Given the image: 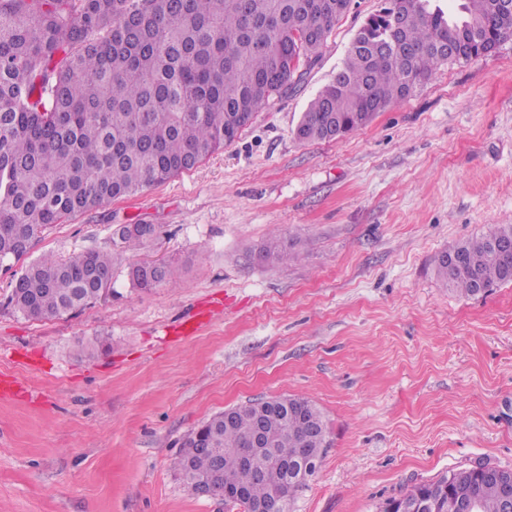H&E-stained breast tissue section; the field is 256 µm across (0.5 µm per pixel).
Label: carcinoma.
<instances>
[{"mask_svg":"<svg viewBox=\"0 0 512 512\" xmlns=\"http://www.w3.org/2000/svg\"><path fill=\"white\" fill-rule=\"evenodd\" d=\"M410 19L392 27L394 0L379 21L361 28L335 79L318 91L296 127L302 141L330 140L332 128L357 131L407 96L412 80L425 84L443 64L488 56L512 40V11L504 0H462L450 18L436 0H405ZM351 0H0V264L28 255L43 231L114 199L167 183L232 142L272 96L294 88L300 64L315 65L336 21ZM160 235L126 226L113 232L112 251L66 258L44 256L15 280L7 305L27 318L48 319L82 309L112 289L120 256L149 248ZM512 224L446 250L472 265L437 259L444 285L477 296L512 284ZM271 264L296 261L297 242L273 231L259 249ZM144 291L171 283L170 270L154 281L140 264L128 266ZM274 438L261 454L257 481L234 449L257 426ZM329 447L321 410L311 400L284 395L219 412L185 438L177 465L205 478L220 464L213 497L250 512L231 498L241 485L255 499L277 490L295 499L304 483L287 481L283 464ZM450 471L387 500L398 512L417 499H473L476 512H504L501 496L482 471Z\"/></svg>","mask_w":512,"mask_h":512,"instance_id":"1","label":"carcinoma"}]
</instances>
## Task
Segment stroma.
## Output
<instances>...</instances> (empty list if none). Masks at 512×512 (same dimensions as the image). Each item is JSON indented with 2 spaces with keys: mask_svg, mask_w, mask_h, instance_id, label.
<instances>
[{
  "mask_svg": "<svg viewBox=\"0 0 512 512\" xmlns=\"http://www.w3.org/2000/svg\"><path fill=\"white\" fill-rule=\"evenodd\" d=\"M381 0H352L297 87L237 138L164 185L46 230L0 268L111 250L120 224H157L112 294L32 320L0 305V512H236L175 464L225 408L281 395L330 432L291 512H381L387 499L482 462L512 469V285L467 297L438 256L512 224V41L439 66L366 127L303 142L296 126ZM298 242L259 261L272 230ZM160 261L145 292L130 264ZM140 263L131 264L128 266V276L130 281L134 286L140 288L144 291H151L154 288H159L163 286L170 285L171 283V273L168 267H166L164 278L160 281H154L146 277L143 273H141Z\"/></svg>",
  "mask_w": 512,
  "mask_h": 512,
  "instance_id": "35a3bbf8",
  "label": "stroma"
}]
</instances>
